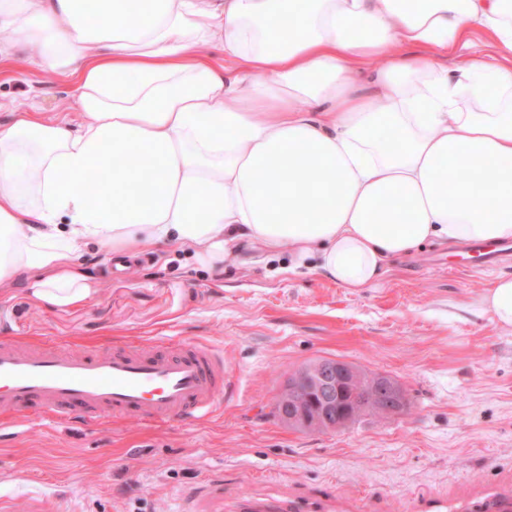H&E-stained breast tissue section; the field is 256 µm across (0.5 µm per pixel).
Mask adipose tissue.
<instances>
[{"label":"adipose tissue","instance_id":"adipose-tissue-1","mask_svg":"<svg viewBox=\"0 0 512 512\" xmlns=\"http://www.w3.org/2000/svg\"><path fill=\"white\" fill-rule=\"evenodd\" d=\"M476 24L499 62L442 67ZM32 48L76 89L0 123V294L86 302L88 244L286 247L361 290L433 240H512V0H0V60Z\"/></svg>","mask_w":512,"mask_h":512}]
</instances>
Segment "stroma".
<instances>
[{"mask_svg":"<svg viewBox=\"0 0 512 512\" xmlns=\"http://www.w3.org/2000/svg\"><path fill=\"white\" fill-rule=\"evenodd\" d=\"M74 78L0 64V118L53 113ZM85 250L98 283L85 304L54 307L18 281L0 297V336L105 351L133 341L200 342L232 371L207 417L149 423H0V512H230L243 498L292 499L322 512H432L435 501L512 491V331L478 308L512 262L488 272L425 245L360 291L294 268L288 249L247 248L223 270L147 252L131 269ZM337 358L398 380L407 408L334 433L294 430L271 413L288 371Z\"/></svg>","mask_w":512,"mask_h":512,"instance_id":"1","label":"stroma"}]
</instances>
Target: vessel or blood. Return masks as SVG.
<instances>
[{"mask_svg": "<svg viewBox=\"0 0 512 512\" xmlns=\"http://www.w3.org/2000/svg\"><path fill=\"white\" fill-rule=\"evenodd\" d=\"M224 355L193 342L127 343L102 353L0 337V414L20 421L38 410L49 421L136 418L167 421L204 417L224 396ZM240 512H303L300 502L242 501ZM445 512H512V493L487 492L481 500H451Z\"/></svg>", "mask_w": 512, "mask_h": 512, "instance_id": "obj_1", "label": "vessel or blood"}]
</instances>
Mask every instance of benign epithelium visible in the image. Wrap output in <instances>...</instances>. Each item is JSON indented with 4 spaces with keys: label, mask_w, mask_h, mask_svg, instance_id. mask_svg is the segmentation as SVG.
<instances>
[{
    "label": "benign epithelium",
    "mask_w": 512,
    "mask_h": 512,
    "mask_svg": "<svg viewBox=\"0 0 512 512\" xmlns=\"http://www.w3.org/2000/svg\"><path fill=\"white\" fill-rule=\"evenodd\" d=\"M406 399L391 376L370 374L336 358H320L288 374L275 405L278 420L300 431L335 432L357 418L396 417Z\"/></svg>",
    "instance_id": "7a95c632"
}]
</instances>
